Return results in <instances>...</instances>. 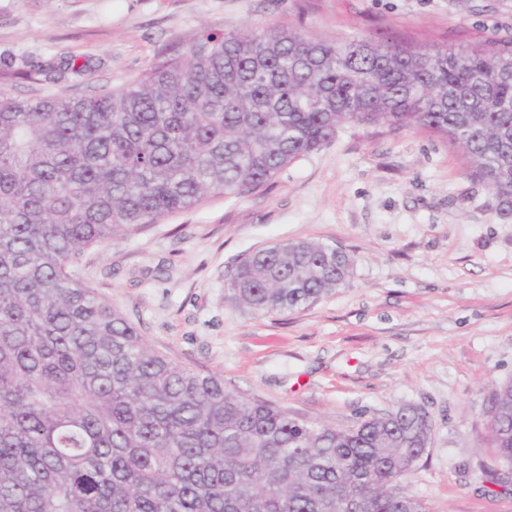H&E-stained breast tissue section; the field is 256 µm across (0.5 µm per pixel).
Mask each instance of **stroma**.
<instances>
[{"label":"stroma","instance_id":"stroma-1","mask_svg":"<svg viewBox=\"0 0 512 512\" xmlns=\"http://www.w3.org/2000/svg\"><path fill=\"white\" fill-rule=\"evenodd\" d=\"M293 28L461 52L512 41V0H0V89L33 60H66L101 95L182 53L203 31ZM313 240L354 257L312 307L256 317L225 298L252 252ZM83 275L174 362L315 424L424 411L428 451L405 487L430 512H512L486 436L492 389L512 381V197L421 130L351 123L258 190L214 198L88 251Z\"/></svg>","mask_w":512,"mask_h":512}]
</instances>
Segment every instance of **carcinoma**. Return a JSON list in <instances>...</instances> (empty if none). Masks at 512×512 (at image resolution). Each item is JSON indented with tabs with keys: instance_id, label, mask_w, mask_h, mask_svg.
<instances>
[{
	"instance_id": "1",
	"label": "carcinoma",
	"mask_w": 512,
	"mask_h": 512,
	"mask_svg": "<svg viewBox=\"0 0 512 512\" xmlns=\"http://www.w3.org/2000/svg\"><path fill=\"white\" fill-rule=\"evenodd\" d=\"M71 69L31 61L15 77ZM352 122L432 132L512 196V45L247 28L194 36L103 95L0 89V512H429L389 492L427 452L415 408L306 423L158 352L82 275L86 250L260 188ZM353 267L332 245L283 241L241 259L226 297L290 312ZM486 428L511 467V381Z\"/></svg>"
}]
</instances>
